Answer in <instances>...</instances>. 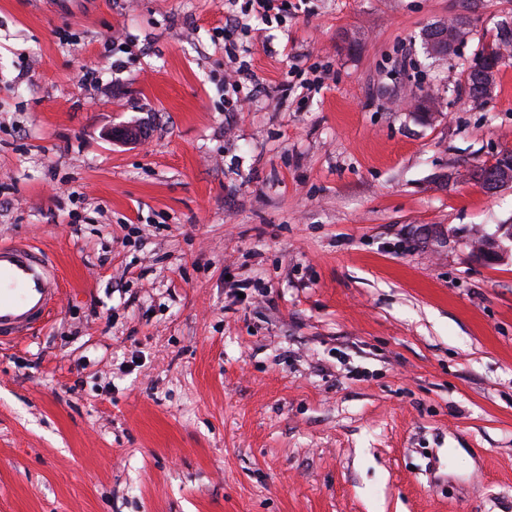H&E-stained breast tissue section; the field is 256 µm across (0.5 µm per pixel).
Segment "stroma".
<instances>
[{
	"label": "stroma",
	"instance_id": "obj_1",
	"mask_svg": "<svg viewBox=\"0 0 512 512\" xmlns=\"http://www.w3.org/2000/svg\"><path fill=\"white\" fill-rule=\"evenodd\" d=\"M225 12L0 0V242L61 287L0 345V512H512V190L446 181L512 150V58L460 86L512 0ZM472 241L475 258L481 262L495 263L505 257L506 252L497 237H488L476 229L472 232Z\"/></svg>",
	"mask_w": 512,
	"mask_h": 512
}]
</instances>
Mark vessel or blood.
Listing matches in <instances>:
<instances>
[{
	"label": "vessel or blood",
	"mask_w": 512,
	"mask_h": 512,
	"mask_svg": "<svg viewBox=\"0 0 512 512\" xmlns=\"http://www.w3.org/2000/svg\"><path fill=\"white\" fill-rule=\"evenodd\" d=\"M60 293L42 252L0 245V342L27 335L43 322Z\"/></svg>",
	"instance_id": "1"
}]
</instances>
